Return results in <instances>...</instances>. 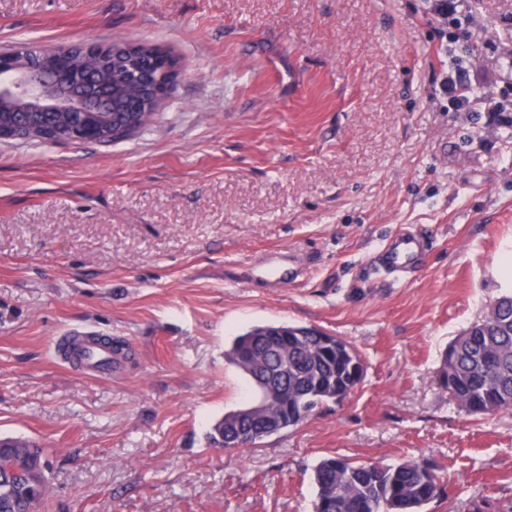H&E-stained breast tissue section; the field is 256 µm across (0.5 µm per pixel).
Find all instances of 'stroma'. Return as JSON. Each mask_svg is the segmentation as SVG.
<instances>
[{
    "instance_id": "stroma-1",
    "label": "stroma",
    "mask_w": 512,
    "mask_h": 512,
    "mask_svg": "<svg viewBox=\"0 0 512 512\" xmlns=\"http://www.w3.org/2000/svg\"><path fill=\"white\" fill-rule=\"evenodd\" d=\"M0 0V51L150 41L183 74L148 129L110 145L0 140V435L47 450L42 512H313L330 456L424 459L427 512H512V411L469 416L441 354L512 291V0ZM480 96L454 110L449 53ZM429 239L403 280L369 268ZM349 342L357 390L229 451L251 395L224 359L252 326ZM123 346L112 374L56 340ZM431 13L435 19L440 20L448 27L460 28L462 25L459 17V0H432ZM243 407V406H242ZM237 409L231 410L224 414V417L218 420L211 428L210 432L207 435V439L210 445L214 447L225 448L228 445V435L230 433V429L236 428L238 425L249 429L260 439L267 437L262 436L263 434V421L264 417H257L255 419H244L242 421L238 420L239 414ZM224 438H225V446H224ZM259 439V440H260Z\"/></svg>"
}]
</instances>
